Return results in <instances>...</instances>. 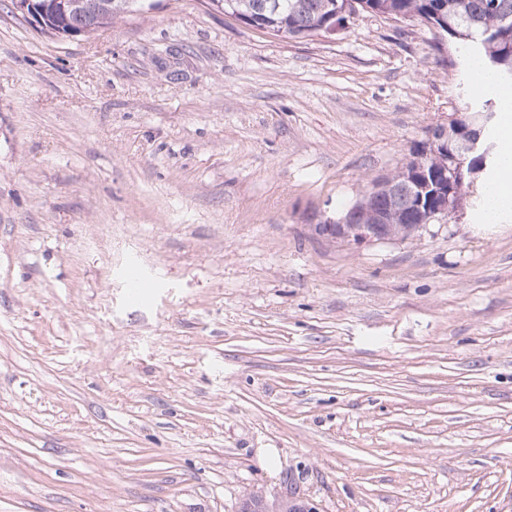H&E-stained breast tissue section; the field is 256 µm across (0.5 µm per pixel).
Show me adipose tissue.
<instances>
[{
    "label": "adipose tissue",
    "mask_w": 512,
    "mask_h": 512,
    "mask_svg": "<svg viewBox=\"0 0 512 512\" xmlns=\"http://www.w3.org/2000/svg\"><path fill=\"white\" fill-rule=\"evenodd\" d=\"M469 73L474 90L497 95L502 104L498 129L503 144L498 158V173L483 186L486 205L479 215L480 223L497 224L504 214L512 212V92L501 90L493 73L477 59H470Z\"/></svg>",
    "instance_id": "adipose-tissue-1"
}]
</instances>
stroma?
<instances>
[{"label":"stroma","instance_id":"obj_1","mask_svg":"<svg viewBox=\"0 0 512 512\" xmlns=\"http://www.w3.org/2000/svg\"><path fill=\"white\" fill-rule=\"evenodd\" d=\"M154 3L62 40L0 0V512H512V215L311 231L462 115L469 48ZM293 493L268 500L262 494H250L241 502L237 512H314Z\"/></svg>","mask_w":512,"mask_h":512}]
</instances>
